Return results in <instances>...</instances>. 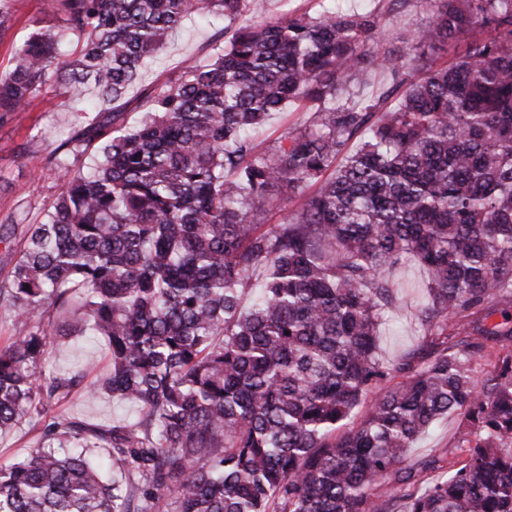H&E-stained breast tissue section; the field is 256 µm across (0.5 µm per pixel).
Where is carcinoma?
Listing matches in <instances>:
<instances>
[{
	"label": "carcinoma",
	"mask_w": 512,
	"mask_h": 512,
	"mask_svg": "<svg viewBox=\"0 0 512 512\" xmlns=\"http://www.w3.org/2000/svg\"><path fill=\"white\" fill-rule=\"evenodd\" d=\"M57 2L0 74V112L91 86L106 118L56 147L61 191L0 284L29 325L0 343V434L42 423L0 464V512H512V0H422L398 60L368 47L372 11ZM202 12L228 20L218 52L147 91L128 125L112 103ZM450 44L463 54L434 67ZM367 58L392 86L340 97ZM404 256L428 272L424 336L387 365L377 327ZM88 331L110 358L88 396L134 420L47 417L96 366L47 374L43 358ZM477 354L494 362L481 377ZM454 414L453 449L411 460ZM293 109L294 107L289 106L288 110L272 114L266 124L257 131V141L262 142L267 139H273L287 128L307 118L308 112H293Z\"/></svg>",
	"instance_id": "cac0c4a2"
}]
</instances>
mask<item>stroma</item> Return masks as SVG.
<instances>
[{
	"label": "stroma",
	"mask_w": 512,
	"mask_h": 512,
	"mask_svg": "<svg viewBox=\"0 0 512 512\" xmlns=\"http://www.w3.org/2000/svg\"><path fill=\"white\" fill-rule=\"evenodd\" d=\"M46 0H5L13 15L10 29L0 33V73L10 66L14 51L26 40L34 22H50L44 9ZM344 9L358 12H382L383 23L374 36L380 51L393 57L410 50L409 34L427 22L428 13L419 0H412L400 13L387 10L388 0H341ZM214 18L193 15L184 20L171 40L148 57L139 78L118 101L128 122L138 118V102L146 89L177 74L189 58L206 59L213 55ZM96 113L76 110L68 95L45 90L26 111L0 119V280L7 277L23 248L31 224L41 220L44 212L60 192V184L48 162L59 137L75 135L88 123L97 121ZM425 272L420 265L408 262L393 274L397 308L387 314L379 326V354L384 361L395 362L416 349L424 334L417 319L423 303L422 284ZM95 360L98 372L109 370L107 345L99 336H79L46 355L45 365L55 371L70 373L86 360ZM53 413L75 416L94 424L108 425L117 419H132L133 408L108 395L89 399L84 387L74 388L52 406ZM461 419L451 416L437 421L417 440L412 459H420L452 447L461 430Z\"/></svg>",
	"instance_id": "stroma-1"
}]
</instances>
